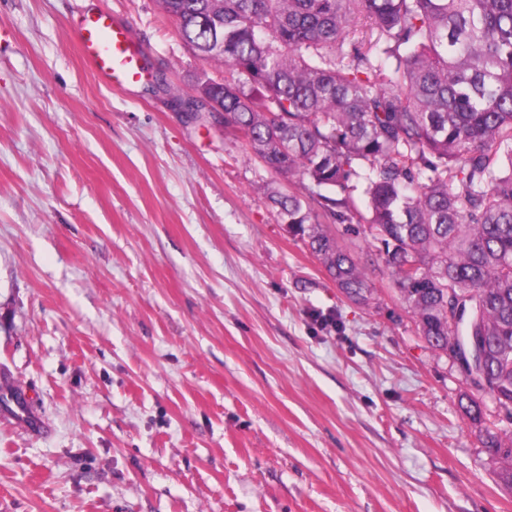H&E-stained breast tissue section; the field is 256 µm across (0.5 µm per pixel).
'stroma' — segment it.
Listing matches in <instances>:
<instances>
[{
	"label": "stroma",
	"mask_w": 512,
	"mask_h": 512,
	"mask_svg": "<svg viewBox=\"0 0 512 512\" xmlns=\"http://www.w3.org/2000/svg\"><path fill=\"white\" fill-rule=\"evenodd\" d=\"M94 10L142 85L85 66ZM203 74L160 0H0V512H512L378 243L354 302L287 176L171 107ZM78 26L81 56L100 82L128 89L144 81L145 56L126 24L98 11L83 14Z\"/></svg>",
	"instance_id": "stroma-1"
}]
</instances>
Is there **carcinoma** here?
Listing matches in <instances>:
<instances>
[{
	"label": "carcinoma",
	"instance_id": "1",
	"mask_svg": "<svg viewBox=\"0 0 512 512\" xmlns=\"http://www.w3.org/2000/svg\"><path fill=\"white\" fill-rule=\"evenodd\" d=\"M182 40L224 63L210 112L298 189L269 200L343 293L372 287L325 229L356 223L438 355L480 336L485 429L512 489V0H162ZM361 16L369 27L350 28ZM263 92L258 98L253 90ZM461 304L448 318V299Z\"/></svg>",
	"mask_w": 512,
	"mask_h": 512
}]
</instances>
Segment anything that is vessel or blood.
I'll use <instances>...</instances> for the list:
<instances>
[{
	"label": "vessel or blood",
	"instance_id": "b4317fda",
	"mask_svg": "<svg viewBox=\"0 0 512 512\" xmlns=\"http://www.w3.org/2000/svg\"><path fill=\"white\" fill-rule=\"evenodd\" d=\"M78 46L86 65L105 85L126 89L147 76L142 48L129 27L108 12L81 16Z\"/></svg>",
	"mask_w": 512,
	"mask_h": 512
}]
</instances>
